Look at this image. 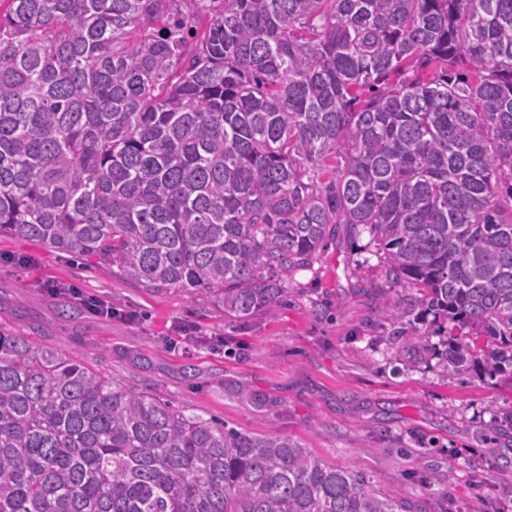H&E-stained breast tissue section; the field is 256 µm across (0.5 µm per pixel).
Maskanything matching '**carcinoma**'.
<instances>
[{
  "label": "carcinoma",
  "instance_id": "carcinoma-1",
  "mask_svg": "<svg viewBox=\"0 0 512 512\" xmlns=\"http://www.w3.org/2000/svg\"><path fill=\"white\" fill-rule=\"evenodd\" d=\"M336 224L443 372L512 362V0H0V235L247 319ZM404 509L0 331V512Z\"/></svg>",
  "mask_w": 512,
  "mask_h": 512
}]
</instances>
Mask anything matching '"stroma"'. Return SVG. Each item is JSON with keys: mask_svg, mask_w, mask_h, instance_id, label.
I'll return each mask as SVG.
<instances>
[{"mask_svg": "<svg viewBox=\"0 0 512 512\" xmlns=\"http://www.w3.org/2000/svg\"><path fill=\"white\" fill-rule=\"evenodd\" d=\"M368 235L347 225L293 269L274 316L150 293L116 270L0 236V330L80 353L112 378L252 434L305 444L410 512H512V366L443 373L430 323H394ZM113 313L61 317L48 284Z\"/></svg>", "mask_w": 512, "mask_h": 512, "instance_id": "stroma-1", "label": "stroma"}]
</instances>
